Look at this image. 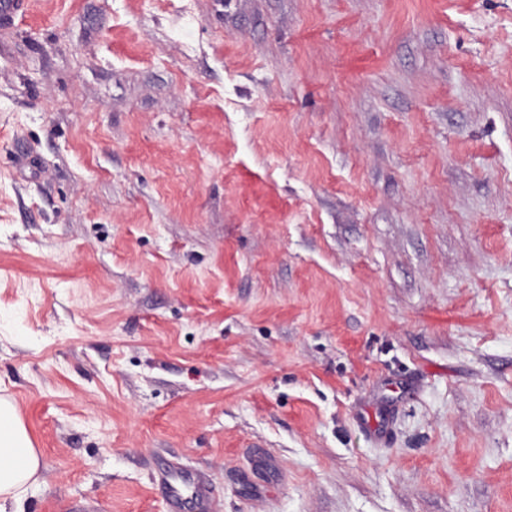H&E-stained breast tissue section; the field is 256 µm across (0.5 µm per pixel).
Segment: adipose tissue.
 I'll return each instance as SVG.
<instances>
[{
	"mask_svg": "<svg viewBox=\"0 0 512 512\" xmlns=\"http://www.w3.org/2000/svg\"><path fill=\"white\" fill-rule=\"evenodd\" d=\"M40 466L28 430L12 401L0 399V512L21 505Z\"/></svg>",
	"mask_w": 512,
	"mask_h": 512,
	"instance_id": "ef3b65f1",
	"label": "adipose tissue"
}]
</instances>
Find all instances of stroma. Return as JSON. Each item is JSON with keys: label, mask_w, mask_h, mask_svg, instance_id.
I'll return each instance as SVG.
<instances>
[{"label": "stroma", "mask_w": 512, "mask_h": 512, "mask_svg": "<svg viewBox=\"0 0 512 512\" xmlns=\"http://www.w3.org/2000/svg\"><path fill=\"white\" fill-rule=\"evenodd\" d=\"M1 396L22 512H512V0L0 17ZM39 456L12 401L0 399V510L9 502L19 508L37 481ZM189 485L191 490V497L184 498L183 496V485ZM169 497L171 499L172 507L175 512H180L184 506L185 502L189 500L193 504V507L197 509L199 512H208V504L210 500V490L205 483V481L199 477L186 480L180 479V481H174L173 483H169Z\"/></svg>", "instance_id": "stroma-1"}]
</instances>
